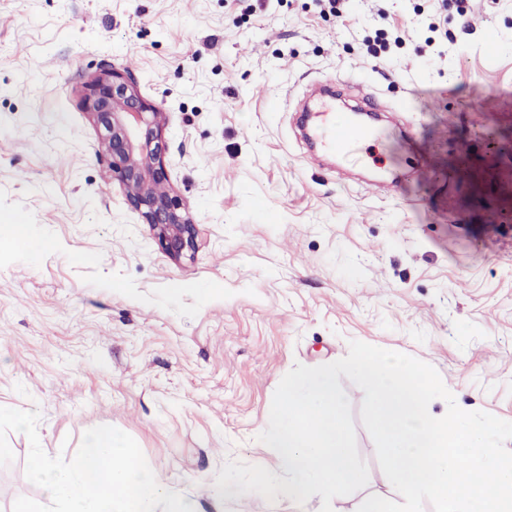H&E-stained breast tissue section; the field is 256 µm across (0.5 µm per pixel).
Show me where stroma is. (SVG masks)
I'll use <instances>...</instances> for the list:
<instances>
[{
  "instance_id": "stroma-1",
  "label": "stroma",
  "mask_w": 512,
  "mask_h": 512,
  "mask_svg": "<svg viewBox=\"0 0 512 512\" xmlns=\"http://www.w3.org/2000/svg\"><path fill=\"white\" fill-rule=\"evenodd\" d=\"M115 66L167 116L169 186L198 224L181 259L128 204L84 110ZM318 79L392 108L365 149L398 190L298 139ZM1 223L29 238H0V407L39 411L48 455L109 425L199 512H321L317 495L214 493L230 460L286 478L258 435L295 364L361 341L512 422V0H0ZM340 384L369 478L331 506L358 512L395 493L363 391ZM7 440L0 512L44 499L27 436Z\"/></svg>"
}]
</instances>
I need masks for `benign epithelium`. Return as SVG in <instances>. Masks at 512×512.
<instances>
[{
    "label": "benign epithelium",
    "instance_id": "obj_1",
    "mask_svg": "<svg viewBox=\"0 0 512 512\" xmlns=\"http://www.w3.org/2000/svg\"><path fill=\"white\" fill-rule=\"evenodd\" d=\"M83 105L101 132L100 149L112 156V178L129 205L173 258L194 251L197 225L182 198L167 187L165 113L116 68L86 85Z\"/></svg>",
    "mask_w": 512,
    "mask_h": 512
}]
</instances>
